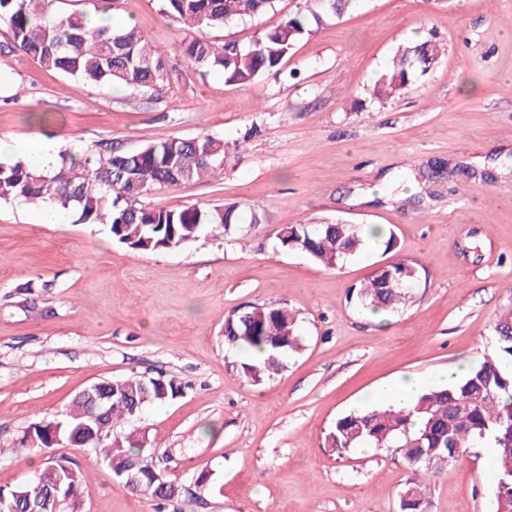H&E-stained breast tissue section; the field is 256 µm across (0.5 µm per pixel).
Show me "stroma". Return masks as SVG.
<instances>
[{"label": "stroma", "mask_w": 512, "mask_h": 512, "mask_svg": "<svg viewBox=\"0 0 512 512\" xmlns=\"http://www.w3.org/2000/svg\"><path fill=\"white\" fill-rule=\"evenodd\" d=\"M296 7L278 0L199 36L246 45ZM110 13L165 49L164 89L90 86L9 50L1 27L0 140L132 151L208 134L224 142L208 180L142 204L252 202L262 221L138 252L107 225L40 224L38 203L0 204V487L32 478L17 446L36 417L95 382L162 373L183 395L118 428L145 432L166 478L189 485L208 468L205 508L184 498L165 512H399L413 477L405 460L383 448L339 455L325 437L376 387L408 373L437 386L495 350L494 324L512 310V0H360L248 86L191 63L158 0H114ZM426 40L443 48L432 68L400 96L373 99L398 47ZM336 217L393 232L397 246L328 269L276 238ZM401 260L420 280L381 330L349 292ZM279 303L297 313L304 348L256 383L242 370L248 352L225 344L224 320ZM76 459L81 512H158L94 453ZM492 462L472 448L431 475L429 512H495Z\"/></svg>", "instance_id": "35a3bbf8"}]
</instances>
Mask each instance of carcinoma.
I'll use <instances>...</instances> for the list:
<instances>
[{"instance_id": "carcinoma-1", "label": "carcinoma", "mask_w": 512, "mask_h": 512, "mask_svg": "<svg viewBox=\"0 0 512 512\" xmlns=\"http://www.w3.org/2000/svg\"><path fill=\"white\" fill-rule=\"evenodd\" d=\"M59 0H0V24L10 34L9 48L39 60L49 69L92 85H122L142 91H158L168 82L165 54L149 44L134 26L93 28L86 14L63 12ZM160 11L184 30L219 28L255 17L275 8L277 0H158ZM356 0H305L303 7L279 26L258 36L247 46L235 41L215 44L194 39L185 47L189 61L219 71L232 85H248L277 69L295 44L312 33L310 22L340 19ZM439 44L424 41L400 48L392 65L372 87V95L390 99L406 88L412 76L425 73L436 62ZM224 159V143L210 135L172 137L135 151L109 147L85 151L80 160L62 153L53 170L43 172L15 160L0 162V201L19 198L50 203L72 211L83 224H106L112 236L139 252L185 247L201 236L230 235L239 231L240 206H191L180 210L153 209L140 198L153 190L207 179L216 162ZM282 247L305 253L313 261L334 269L357 256L369 244L391 250L394 234H367L358 224L342 219L319 224H292L277 234ZM419 271L414 263L399 261L376 269L357 289V304L364 311H390L407 305ZM496 351L469 368L444 388L421 391L403 409L380 407L353 411L336 418L326 435V446L340 452L349 448H388L410 466L414 477L404 489L414 508L426 512L425 480L457 461L481 443L486 435L496 440L495 512H512V312L495 324ZM224 343L263 353L262 359L242 365L254 382L277 373L285 361L303 348L296 312L286 305L235 311L224 320ZM106 397L107 414L92 416L83 400L52 414L37 417L24 431V449L56 446L53 430L73 448L91 451L123 485L160 501L185 496L173 480L154 479L156 449L144 435L119 432V420H130L148 405L177 398L182 384L160 375H134L98 382ZM56 467L59 503L75 504L84 472L71 458L50 454L44 467L30 481L0 487V497L16 504L19 512L32 505L48 506L50 491L44 479ZM131 469L136 481L128 484L119 472Z\"/></svg>"}]
</instances>
